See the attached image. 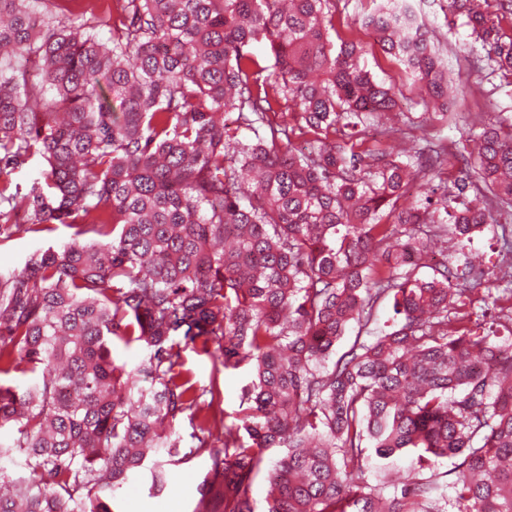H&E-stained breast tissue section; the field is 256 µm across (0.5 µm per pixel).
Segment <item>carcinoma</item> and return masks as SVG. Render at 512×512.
Wrapping results in <instances>:
<instances>
[{
  "label": "carcinoma",
  "mask_w": 512,
  "mask_h": 512,
  "mask_svg": "<svg viewBox=\"0 0 512 512\" xmlns=\"http://www.w3.org/2000/svg\"><path fill=\"white\" fill-rule=\"evenodd\" d=\"M365 2L335 41V0H0V176L42 163L0 182V238L73 229L0 274V374L28 377L0 383V512H112L205 453L195 512H255L270 448L263 512H512V309L421 272L450 241L485 279L466 241L497 228L512 255L489 223L512 215V121L454 154L468 183L433 185L448 147L421 122L396 152L366 139L409 81L448 119L452 84L412 0ZM448 9L512 77V36L478 0ZM356 30L404 80L361 65ZM186 347L249 369L232 423L175 370ZM113 356L118 364H125L128 370L135 369L145 358L146 352L138 345L124 346L121 342H115Z\"/></svg>",
  "instance_id": "1"
}]
</instances>
